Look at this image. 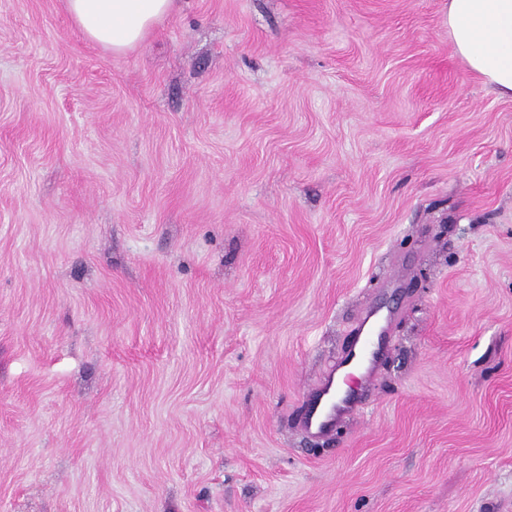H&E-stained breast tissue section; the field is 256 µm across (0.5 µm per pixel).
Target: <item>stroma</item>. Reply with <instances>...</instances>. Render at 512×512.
Instances as JSON below:
<instances>
[{
  "label": "stroma",
  "instance_id": "stroma-1",
  "mask_svg": "<svg viewBox=\"0 0 512 512\" xmlns=\"http://www.w3.org/2000/svg\"><path fill=\"white\" fill-rule=\"evenodd\" d=\"M0 512H512V99L448 0H177L119 55L0 0ZM375 337L380 336L373 332L365 334L361 332L350 349L340 358L336 369L331 372L323 384L306 393L302 425L307 432L320 437L331 434L336 424V416L341 410L352 403L355 392V387H351L350 391L343 398L335 401L334 392L336 384L341 376H343V381L346 382L352 376L349 371L353 367H363L365 374L369 372L375 359V352L373 350ZM364 375L357 382V385L361 384Z\"/></svg>",
  "mask_w": 512,
  "mask_h": 512
}]
</instances>
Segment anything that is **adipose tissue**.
<instances>
[{
  "label": "adipose tissue",
  "mask_w": 512,
  "mask_h": 512,
  "mask_svg": "<svg viewBox=\"0 0 512 512\" xmlns=\"http://www.w3.org/2000/svg\"><path fill=\"white\" fill-rule=\"evenodd\" d=\"M174 0H67L80 32L121 54L140 44ZM448 35L469 70L512 98V0H448Z\"/></svg>",
  "instance_id": "adipose-tissue-1"
}]
</instances>
